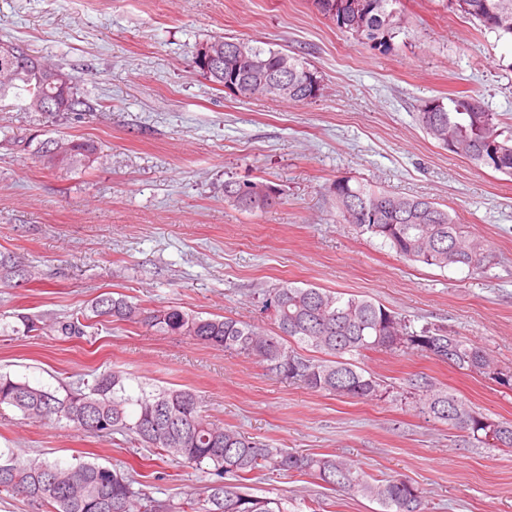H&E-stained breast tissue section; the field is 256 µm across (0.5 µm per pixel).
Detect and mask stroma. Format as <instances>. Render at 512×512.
<instances>
[{"label": "stroma", "mask_w": 512, "mask_h": 512, "mask_svg": "<svg viewBox=\"0 0 512 512\" xmlns=\"http://www.w3.org/2000/svg\"><path fill=\"white\" fill-rule=\"evenodd\" d=\"M409 26L382 54L321 16L312 0H0V38L61 63L95 104L81 115L0 107V252L36 279L0 286V314H78L122 294L150 308L235 317L264 330L261 288L291 282L384 304L414 326L468 337L512 369V176L475 167L428 137L422 102L465 91L512 124V40L480 29L448 0H400ZM218 37L299 55L321 79L308 103L235 97L189 68ZM84 138L94 169H43L29 141ZM282 191L265 212L224 200L229 178ZM348 178L424 196L486 239L481 272L405 260L336 220L329 188ZM358 365L387 392L358 400L280 380L256 359L138 325L91 319L80 337L52 329L0 335V373L57 387L119 368L153 387L191 388L212 421L279 448L335 454L422 489L427 512H512V448H475L399 396L432 377L495 421L512 422V390L418 353L367 351ZM0 448L25 457L87 453L133 467L163 498L210 478L132 450L122 437L0 415ZM245 485L290 512H376L306 475L265 470Z\"/></svg>", "instance_id": "1"}]
</instances>
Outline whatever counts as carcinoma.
<instances>
[{"label": "carcinoma", "mask_w": 512, "mask_h": 512, "mask_svg": "<svg viewBox=\"0 0 512 512\" xmlns=\"http://www.w3.org/2000/svg\"><path fill=\"white\" fill-rule=\"evenodd\" d=\"M451 8L500 37H512V0H450ZM317 12L336 27L385 54L408 21L395 8L397 0H313ZM233 47L239 57L229 58ZM224 58V69L205 71L197 59L191 66L236 97L252 98L248 88L251 61L261 60L274 70L288 61V92L269 89L264 97L304 103L318 97L320 80L306 62L286 52L265 49L249 40L224 38L203 44ZM19 45L0 39V103L7 101L27 112L86 111L88 102L77 95L76 77L56 63L35 58L32 63L14 56ZM64 77L50 82L47 71ZM417 120L438 145L479 168L512 176V127L486 110L478 97L456 95L448 102L431 99L421 106ZM496 144L500 162L491 160L482 146ZM43 168L87 171L98 160L88 141L45 139L34 149ZM240 181H224V200L255 212L280 203L281 192L267 197L239 193ZM336 216L361 232L381 239L399 256L428 266L466 268L478 272L495 259L490 244L471 237L448 210L424 197H408L378 186L340 178L330 186ZM21 269L32 277L22 258L0 253V282L10 283ZM261 308L273 310L276 332L229 316L203 317L179 308H148L124 297L96 299L91 314L114 322L139 324L162 334L185 336L200 344L219 346L264 363L282 379L338 397L372 400L383 385L355 363L368 350L411 351L434 358L439 346L454 349L452 367L488 374L500 385L512 386V370L498 369L490 354L466 337L440 327H412L410 321L371 299L325 288L301 287L289 282L260 290ZM89 314V315H91ZM89 315H29L19 317L22 327L0 324L2 334L37 336L50 326L67 338L84 335ZM300 348L317 355L306 357ZM402 393L425 419L467 433L473 445L512 448V423L495 422L475 411L466 400L436 385L427 375L405 379ZM11 408L26 420H54L97 437L119 434L131 446L147 448L160 461L183 462L214 479L204 495L186 493L158 499L138 487L130 470L105 466L74 456L68 461L34 457L21 460L9 448H0V495L26 499L33 512H288V500L254 497L239 481L261 469L308 475L331 490L361 496L380 506V512H423V492L401 478L378 479L337 455L298 454L275 448L239 431L213 423L204 415L201 397L191 388L147 391L130 384L119 369L92 375L63 390L34 385L0 375V409Z\"/></svg>", "instance_id": "1"}]
</instances>
